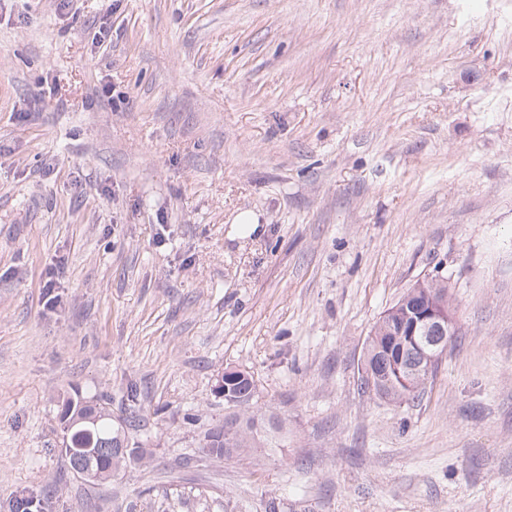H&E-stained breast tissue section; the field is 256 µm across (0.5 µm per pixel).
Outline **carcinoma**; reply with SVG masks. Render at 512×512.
Segmentation results:
<instances>
[{
  "label": "carcinoma",
  "instance_id": "1",
  "mask_svg": "<svg viewBox=\"0 0 512 512\" xmlns=\"http://www.w3.org/2000/svg\"><path fill=\"white\" fill-rule=\"evenodd\" d=\"M396 306L387 309L389 316L380 317L367 337L363 366L360 372L361 388H367L365 375L372 373L382 378L380 387L375 389L373 396L394 404L409 403L417 399V395L407 391L398 378L388 377L386 364L388 358L409 366L415 363L419 353L415 346L406 342L387 346L383 336L384 320L399 318L395 312ZM225 386L228 397L224 399L227 414L224 415V424L210 428L204 436L203 447L211 458L220 461L233 457H241L249 453L260 444L270 448L279 447L280 443L288 437L286 420L267 411L253 396L255 390L254 380L246 370L228 369ZM237 396L253 397V408L245 409L233 403ZM99 411L103 417L95 424L74 425L72 421L76 414H88ZM59 422L62 429V443L77 449V453L61 458L69 471L79 468L81 460L89 457L92 467L96 470L90 480L101 482L112 477L115 472L114 453L110 446L112 433V409L103 397L85 398L75 394L63 399L59 413Z\"/></svg>",
  "mask_w": 512,
  "mask_h": 512
}]
</instances>
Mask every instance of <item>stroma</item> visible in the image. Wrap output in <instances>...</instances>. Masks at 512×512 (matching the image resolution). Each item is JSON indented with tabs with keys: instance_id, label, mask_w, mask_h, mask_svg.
<instances>
[{
	"instance_id": "1",
	"label": "stroma",
	"mask_w": 512,
	"mask_h": 512,
	"mask_svg": "<svg viewBox=\"0 0 512 512\" xmlns=\"http://www.w3.org/2000/svg\"><path fill=\"white\" fill-rule=\"evenodd\" d=\"M436 275L425 395L364 393L372 327ZM228 366L284 447L207 455ZM77 391L149 466L64 467ZM30 498L512 512V0H0V512Z\"/></svg>"
}]
</instances>
